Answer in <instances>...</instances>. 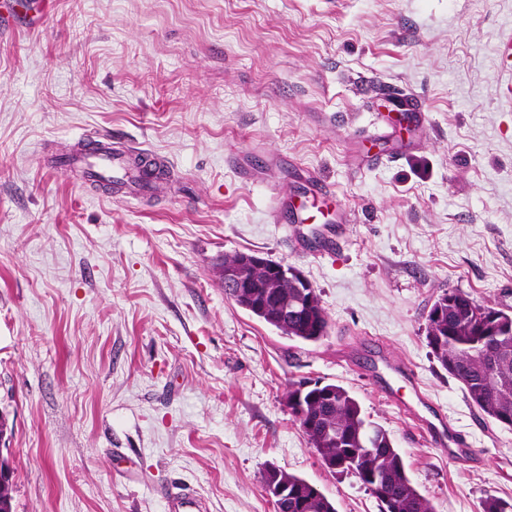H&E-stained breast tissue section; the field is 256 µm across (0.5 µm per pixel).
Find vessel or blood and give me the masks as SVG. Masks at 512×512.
I'll return each instance as SVG.
<instances>
[{
  "instance_id": "vessel-or-blood-1",
  "label": "vessel or blood",
  "mask_w": 512,
  "mask_h": 512,
  "mask_svg": "<svg viewBox=\"0 0 512 512\" xmlns=\"http://www.w3.org/2000/svg\"><path fill=\"white\" fill-rule=\"evenodd\" d=\"M67 164L77 171L84 181L110 185L114 194L142 195L152 185L150 176L156 161L143 149L124 143L113 146L110 136H100L92 148L84 149L68 157ZM330 189L324 180L310 176L309 187L303 199L285 205L284 213L290 223L304 224L314 220L316 212L328 201ZM424 395H417L415 403L406 405L405 410L419 424L423 425L433 442L447 450L449 456L463 462L473 461L474 455L461 436L455 435L444 418L429 419L423 415ZM163 497L167 512H205L203 499L192 489L184 487L175 491L165 490Z\"/></svg>"
}]
</instances>
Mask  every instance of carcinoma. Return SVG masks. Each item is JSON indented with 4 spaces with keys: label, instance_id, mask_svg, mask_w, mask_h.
<instances>
[{
    "label": "carcinoma",
    "instance_id": "obj_1",
    "mask_svg": "<svg viewBox=\"0 0 512 512\" xmlns=\"http://www.w3.org/2000/svg\"><path fill=\"white\" fill-rule=\"evenodd\" d=\"M443 309V316L435 320L427 316L426 335L439 336L442 345L433 350V354L456 378L466 391L475 407L494 421H499L493 409H498L512 417V318L508 319V328L498 329L497 334L490 333L486 316L489 308L481 306L471 298H462V292L448 291L442 294L432 305L430 312ZM328 320L323 308L316 307L304 316L288 321L286 326H278L281 334L304 342H316L327 333ZM496 350L494 368V391L481 397L484 378L482 363L475 354L486 346ZM336 391L335 399L326 402L315 399L307 402L313 427L302 430L322 462L327 463L336 458L355 460L359 448L363 447L368 430L376 436L374 447L380 459L377 475L362 467L354 466L355 476L370 491L378 484L390 501H395L397 512H433L430 502L412 485L402 455L396 448L389 434L382 428L367 421L358 400L340 384H331ZM339 433L336 443H321L327 431ZM277 512H336L333 502L320 497L311 503L302 505L296 499L276 504Z\"/></svg>",
    "mask_w": 512,
    "mask_h": 512
}]
</instances>
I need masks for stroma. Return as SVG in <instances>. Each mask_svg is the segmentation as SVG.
Segmentation results:
<instances>
[{
    "instance_id": "obj_1",
    "label": "stroma",
    "mask_w": 512,
    "mask_h": 512,
    "mask_svg": "<svg viewBox=\"0 0 512 512\" xmlns=\"http://www.w3.org/2000/svg\"><path fill=\"white\" fill-rule=\"evenodd\" d=\"M0 27V458L14 512H275L262 477L299 476L337 512H380L327 469L285 403L346 387L434 512L512 503V428L432 355L444 292L512 314V0H26ZM412 95L423 120L380 96ZM108 133L164 162L132 201L61 159ZM330 185V256L288 245L274 189ZM299 269L328 332L302 342L215 276L226 254ZM417 382L382 391L383 361ZM422 391L476 456L400 409ZM167 512H205L203 499L189 487L178 488L177 491L167 489L163 492Z\"/></svg>"
}]
</instances>
